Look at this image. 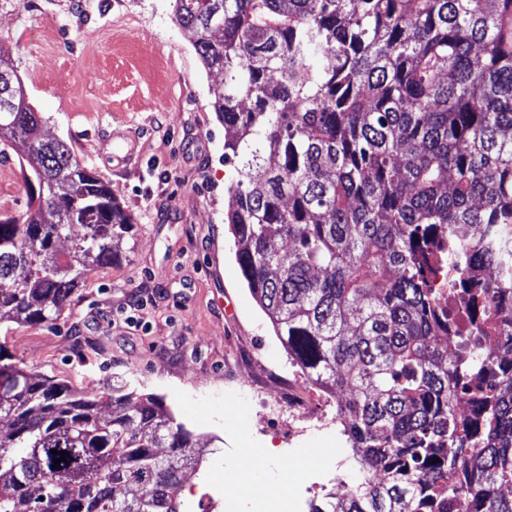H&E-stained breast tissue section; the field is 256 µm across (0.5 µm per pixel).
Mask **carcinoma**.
I'll use <instances>...</instances> for the list:
<instances>
[{"instance_id":"cac0c4a2","label":"carcinoma","mask_w":512,"mask_h":512,"mask_svg":"<svg viewBox=\"0 0 512 512\" xmlns=\"http://www.w3.org/2000/svg\"><path fill=\"white\" fill-rule=\"evenodd\" d=\"M174 18L224 75L210 95L242 276L291 364L336 398L362 466L310 512H512V362L487 366L479 343L449 356L425 275L442 260L448 288H478L512 255V0H174ZM1 72L0 144L23 149L38 205L0 219V322L50 324L132 221L43 137L0 49ZM106 398L0 344V512H188L192 432L126 382Z\"/></svg>"}]
</instances>
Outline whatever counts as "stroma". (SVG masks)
Returning a JSON list of instances; mask_svg holds the SVG:
<instances>
[{
	"instance_id": "1",
	"label": "stroma",
	"mask_w": 512,
	"mask_h": 512,
	"mask_svg": "<svg viewBox=\"0 0 512 512\" xmlns=\"http://www.w3.org/2000/svg\"><path fill=\"white\" fill-rule=\"evenodd\" d=\"M174 0H0L7 50L49 139L109 183L133 218L119 258L89 275L50 325L0 324V344L38 374L75 392L103 395L129 382L162 398L205 448L208 480L186 474V501L211 512L225 493L234 512H254L250 493L285 501L304 472L323 471L343 495L360 464L335 431L310 440L291 466L273 423L249 431L259 406L225 385L241 362L288 356L235 259L224 222V126ZM29 190L17 150L0 159V217L17 216Z\"/></svg>"
}]
</instances>
